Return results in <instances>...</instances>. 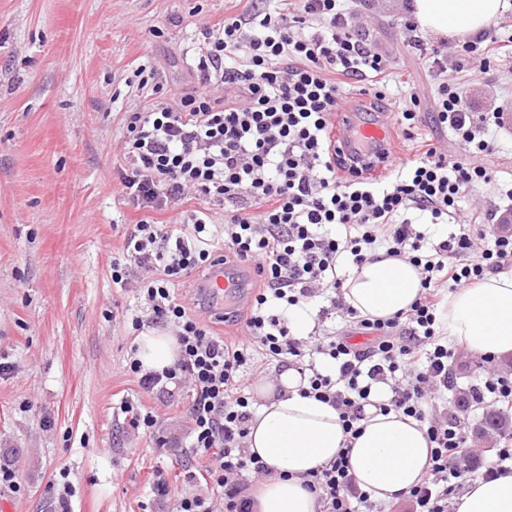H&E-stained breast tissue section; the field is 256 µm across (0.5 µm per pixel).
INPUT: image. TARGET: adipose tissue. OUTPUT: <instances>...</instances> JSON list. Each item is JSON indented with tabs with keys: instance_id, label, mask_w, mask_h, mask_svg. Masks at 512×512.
Masks as SVG:
<instances>
[{
	"instance_id": "adipose-tissue-1",
	"label": "adipose tissue",
	"mask_w": 512,
	"mask_h": 512,
	"mask_svg": "<svg viewBox=\"0 0 512 512\" xmlns=\"http://www.w3.org/2000/svg\"><path fill=\"white\" fill-rule=\"evenodd\" d=\"M504 0H413L418 25L449 38L483 34ZM421 292V275L410 263L377 258L351 270L344 297L360 316L388 318L406 310ZM449 340L468 351L498 359L512 357V271L491 274L478 285L449 294L441 317ZM178 355L175 337L161 329L142 333L137 357L144 368L162 369ZM305 381L293 368L261 383L262 403L249 424L247 446L269 474L251 494L253 512H316L314 495L302 477L333 459L346 435L336 409L300 393ZM350 469L372 499L391 501L409 493L424 477L431 445L426 428L397 412L366 406ZM455 512H512V475L478 480L455 498Z\"/></svg>"
}]
</instances>
